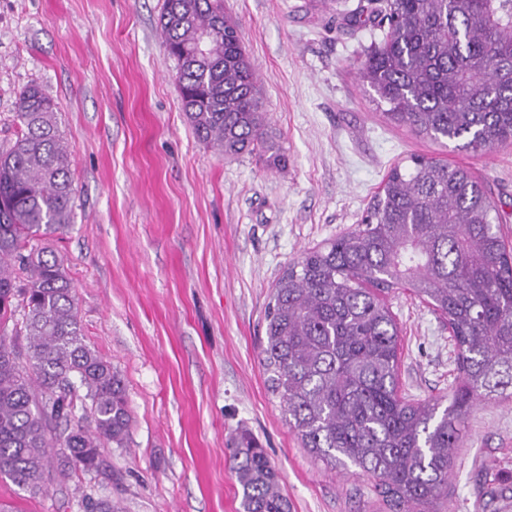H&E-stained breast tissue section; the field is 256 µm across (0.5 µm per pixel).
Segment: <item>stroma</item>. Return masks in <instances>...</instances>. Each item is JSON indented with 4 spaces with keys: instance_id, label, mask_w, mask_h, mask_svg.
<instances>
[{
    "instance_id": "obj_1",
    "label": "stroma",
    "mask_w": 512,
    "mask_h": 512,
    "mask_svg": "<svg viewBox=\"0 0 512 512\" xmlns=\"http://www.w3.org/2000/svg\"><path fill=\"white\" fill-rule=\"evenodd\" d=\"M164 0H0V145L18 94L57 106L76 190L68 230L37 242L76 293L86 344L121 377L124 447L102 448L84 485L125 512H241L230 450L254 438L292 512H387L374 480L331 468L290 430L261 362L274 283L309 248L356 224L389 170L420 155L485 180L512 249V144L483 154L388 122L357 76L383 33L369 0H224L257 69L287 158L228 157L200 141L164 47ZM398 393L452 395L458 351L447 322L400 288ZM438 512H512V398L476 403L453 451ZM11 512H84L72 487L31 494L0 479Z\"/></svg>"
}]
</instances>
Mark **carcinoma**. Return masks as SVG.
Wrapping results in <instances>:
<instances>
[{"label": "carcinoma", "instance_id": "cac0c4a2", "mask_svg": "<svg viewBox=\"0 0 512 512\" xmlns=\"http://www.w3.org/2000/svg\"><path fill=\"white\" fill-rule=\"evenodd\" d=\"M372 16L385 37L357 74L388 121L474 152L512 141V0H385ZM159 25L198 139L227 156L259 148L284 167L224 0H165ZM205 33L214 49L193 51ZM17 120L0 151V478L35 494L51 468L63 483L97 470L100 448L124 445L131 414L121 378L84 342L62 268L35 255L34 241L73 222L55 104L30 85ZM497 218L469 168L412 157L354 230L305 250L273 286L261 361L288 425L315 458L371 476L388 512H435L465 415L512 390V250ZM404 285L448 322L461 373L450 399L398 393L400 330L382 295ZM231 458L243 512H291L254 439ZM75 492L85 512H121Z\"/></svg>", "mask_w": 512, "mask_h": 512}]
</instances>
